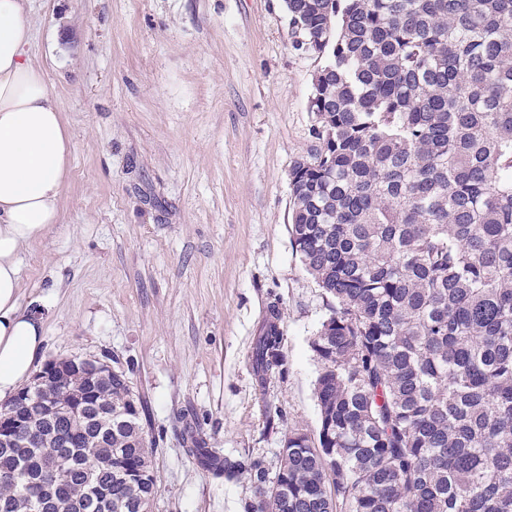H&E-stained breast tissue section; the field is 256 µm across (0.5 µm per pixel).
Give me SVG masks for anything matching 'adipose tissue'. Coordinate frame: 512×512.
Listing matches in <instances>:
<instances>
[{
    "label": "adipose tissue",
    "mask_w": 512,
    "mask_h": 512,
    "mask_svg": "<svg viewBox=\"0 0 512 512\" xmlns=\"http://www.w3.org/2000/svg\"><path fill=\"white\" fill-rule=\"evenodd\" d=\"M25 0H0V398L27 381L44 344L20 304V255L58 223L71 141L56 99L27 54Z\"/></svg>",
    "instance_id": "1"
}]
</instances>
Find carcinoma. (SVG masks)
Here are the masks:
<instances>
[{
    "instance_id": "carcinoma-1",
    "label": "carcinoma",
    "mask_w": 512,
    "mask_h": 512,
    "mask_svg": "<svg viewBox=\"0 0 512 512\" xmlns=\"http://www.w3.org/2000/svg\"><path fill=\"white\" fill-rule=\"evenodd\" d=\"M323 60L314 143L289 173L291 244L334 301L310 344L319 424L285 435L244 512H512V0H285ZM277 305L261 380L285 362ZM19 413L51 435L0 447V512H140L158 495L147 402L112 372V430ZM68 442L60 447L59 441ZM71 459L43 497V462Z\"/></svg>"
}]
</instances>
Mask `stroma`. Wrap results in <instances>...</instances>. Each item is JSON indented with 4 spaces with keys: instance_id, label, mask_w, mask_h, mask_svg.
<instances>
[{
    "instance_id": "1",
    "label": "stroma",
    "mask_w": 512,
    "mask_h": 512,
    "mask_svg": "<svg viewBox=\"0 0 512 512\" xmlns=\"http://www.w3.org/2000/svg\"><path fill=\"white\" fill-rule=\"evenodd\" d=\"M25 20L72 140L59 221L21 254L41 358L128 371L157 442L154 512H243L250 482L189 449L273 471L289 428L317 429L327 299L291 245L289 171L314 141L321 61L284 0H27ZM273 304L286 372L263 382Z\"/></svg>"
}]
</instances>
